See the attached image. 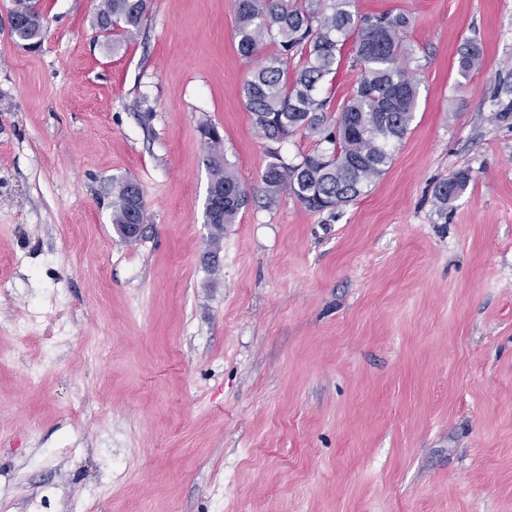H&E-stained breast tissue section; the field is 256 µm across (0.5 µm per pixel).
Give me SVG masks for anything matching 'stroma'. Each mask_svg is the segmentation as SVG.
Wrapping results in <instances>:
<instances>
[{"label":"stroma","instance_id":"35a3bbf8","mask_svg":"<svg viewBox=\"0 0 512 512\" xmlns=\"http://www.w3.org/2000/svg\"><path fill=\"white\" fill-rule=\"evenodd\" d=\"M98 3L40 0L29 51L0 0V512H512V0H353L409 16L420 98L334 212L263 197L316 142L255 133L234 0H151L129 40ZM206 123L249 194L215 274ZM483 54L479 44L474 40L463 42L457 52L456 69L463 79H468L471 74L483 67ZM470 183L467 171H457L439 181L434 190L435 206L439 211H448V203L461 196ZM131 185H136L141 189L136 180L122 179L113 187L112 199V224H114L116 232L129 241L137 240L130 235L140 234L145 215L143 193L141 194L142 198L135 200L131 192ZM125 224H127V231L130 235H126L124 231Z\"/></svg>","mask_w":512,"mask_h":512}]
</instances>
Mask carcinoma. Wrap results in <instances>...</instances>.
Here are the masks:
<instances>
[{"label": "carcinoma", "mask_w": 512, "mask_h": 512, "mask_svg": "<svg viewBox=\"0 0 512 512\" xmlns=\"http://www.w3.org/2000/svg\"><path fill=\"white\" fill-rule=\"evenodd\" d=\"M12 30L16 40L35 43L43 37V14L38 0H22ZM353 0H235L236 36L241 55L254 56L268 40L278 45L243 85L244 105L262 138L283 142L296 134L328 144L325 149L302 153L287 162L272 152L274 162L262 174L267 203L276 202L283 189L308 210L341 209L366 193L390 166L394 149L412 125L419 99L415 76V50L404 33L410 19L403 13L363 17L352 10ZM150 0H100L96 26L105 34L114 30L132 38L142 29ZM355 50L360 78L338 108L336 120L327 115L324 88L341 61L347 44ZM296 65H291L293 60ZM483 54L474 40L463 42L456 69L464 79L483 67ZM208 154L209 194L224 196L219 209L204 211L210 228L209 250L203 257L207 270L218 271L219 244L224 225L235 222L248 202V194L224 160L223 138L214 125L202 128ZM470 183L469 173L457 171L439 181L435 206L461 196ZM125 178L113 190L112 224L124 239L127 224L144 223V199L133 198Z\"/></svg>", "instance_id": "1"}]
</instances>
